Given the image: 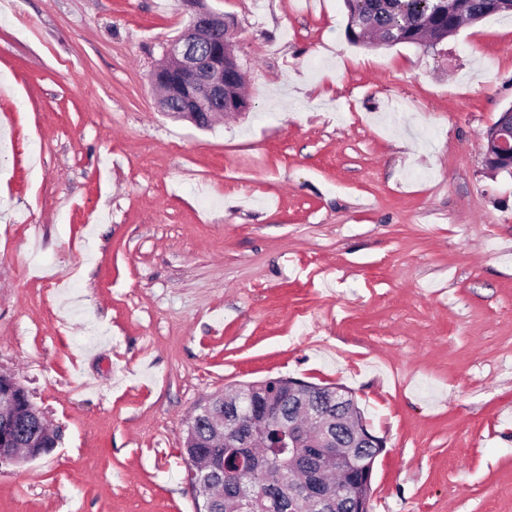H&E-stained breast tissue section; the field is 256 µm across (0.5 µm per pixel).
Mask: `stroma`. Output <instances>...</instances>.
Here are the masks:
<instances>
[{"label": "stroma", "instance_id": "obj_1", "mask_svg": "<svg viewBox=\"0 0 512 512\" xmlns=\"http://www.w3.org/2000/svg\"><path fill=\"white\" fill-rule=\"evenodd\" d=\"M250 107L212 130L149 76L181 0H0V372L57 431L0 512H196L199 403L342 385L389 512H512V15L365 47L344 0H206ZM512 134L499 133L495 136L496 149L494 152L483 153L485 169L491 173L502 171L512 174Z\"/></svg>", "mask_w": 512, "mask_h": 512}]
</instances>
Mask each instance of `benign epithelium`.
<instances>
[{
	"instance_id": "obj_1",
	"label": "benign epithelium",
	"mask_w": 512,
	"mask_h": 512,
	"mask_svg": "<svg viewBox=\"0 0 512 512\" xmlns=\"http://www.w3.org/2000/svg\"><path fill=\"white\" fill-rule=\"evenodd\" d=\"M190 11L188 26L164 48L162 65L150 76V82L161 91L159 107L171 117L186 120L199 129H208L220 117L241 115L249 107L245 99L229 95V84L240 72L231 41L230 28L224 16L206 7L204 0H183ZM496 149L483 153L485 169L491 173L512 174V137L495 136ZM298 405L308 417L321 420V407L310 402L304 385H291ZM247 398L240 395L224 404V422L213 424L212 433L224 436V423L246 414ZM350 400L342 389H336V421L324 427L317 448L326 449V459L335 460L338 448L383 447V441L367 429L355 426L349 417ZM340 499V487L320 479L308 490L314 507L327 510Z\"/></svg>"
}]
</instances>
